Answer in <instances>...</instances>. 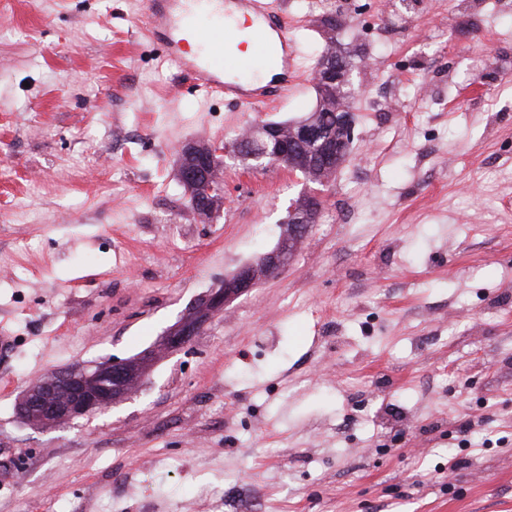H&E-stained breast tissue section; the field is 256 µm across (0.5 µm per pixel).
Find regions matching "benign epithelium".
Returning a JSON list of instances; mask_svg holds the SVG:
<instances>
[{
  "mask_svg": "<svg viewBox=\"0 0 512 512\" xmlns=\"http://www.w3.org/2000/svg\"><path fill=\"white\" fill-rule=\"evenodd\" d=\"M354 63L345 57L323 62L314 74L315 87L323 94H337L344 86L353 87ZM352 110L344 109L336 133H329L305 119L287 125L265 122L255 130L246 132L243 140L227 144L189 143L178 150L179 158L196 155L195 166H179V177L193 182L211 195L223 194V185L211 176L220 155L233 154L245 161H259L255 168L280 165L292 168L296 145L310 143L317 147L323 170L334 175L346 160L354 139ZM323 205L322 196L308 194L302 207L289 208L290 216L284 223L295 234H305V224L316 222ZM288 253L279 248L267 254L257 265H245L238 269L224 285V295L245 292L263 276L273 274L288 264ZM195 327L186 326L167 334L159 349L184 347ZM156 355L149 352L134 359H112L82 364L54 372L28 386L20 396L17 411L30 427L40 430L61 427L75 419L95 411H105L117 401L134 393L144 376L143 367Z\"/></svg>",
  "mask_w": 512,
  "mask_h": 512,
  "instance_id": "7a95c632",
  "label": "benign epithelium"
}]
</instances>
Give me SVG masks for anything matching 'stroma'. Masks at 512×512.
<instances>
[{"mask_svg": "<svg viewBox=\"0 0 512 512\" xmlns=\"http://www.w3.org/2000/svg\"><path fill=\"white\" fill-rule=\"evenodd\" d=\"M251 109L188 89L133 0H0V512H512V0H337L356 138L327 184L176 149L304 118L325 43ZM324 209L190 343L162 336ZM157 349L141 390L40 431L17 397ZM322 205L323 200L321 195L306 194L304 205L300 208H298L296 204L290 207L288 210L290 216H288L283 223L291 224L289 227L290 232L293 231L295 234L305 235L308 228L311 226L310 224L316 222ZM289 224L287 225L286 235L282 240L283 248L287 249L288 253L279 247L277 250L267 254L259 264L242 266L234 274L232 279L224 285V300L230 293L249 290L261 277L276 273L288 264L289 257H292L300 242L295 236H291L288 233ZM299 224L309 225L306 228H301L296 226Z\"/></svg>", "mask_w": 512, "mask_h": 512, "instance_id": "obj_1", "label": "stroma"}]
</instances>
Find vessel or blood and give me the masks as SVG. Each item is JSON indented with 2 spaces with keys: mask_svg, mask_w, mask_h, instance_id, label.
<instances>
[{
  "mask_svg": "<svg viewBox=\"0 0 512 512\" xmlns=\"http://www.w3.org/2000/svg\"><path fill=\"white\" fill-rule=\"evenodd\" d=\"M231 11L250 21V57L224 50L235 36V27L227 20ZM201 17L208 19L207 27L197 26ZM143 18L195 86L247 108L287 96L295 50L288 19L278 14L274 0H143ZM191 36L200 42L193 53L185 49Z\"/></svg>",
  "mask_w": 512,
  "mask_h": 512,
  "instance_id": "vessel-or-blood-1",
  "label": "vessel or blood"
}]
</instances>
